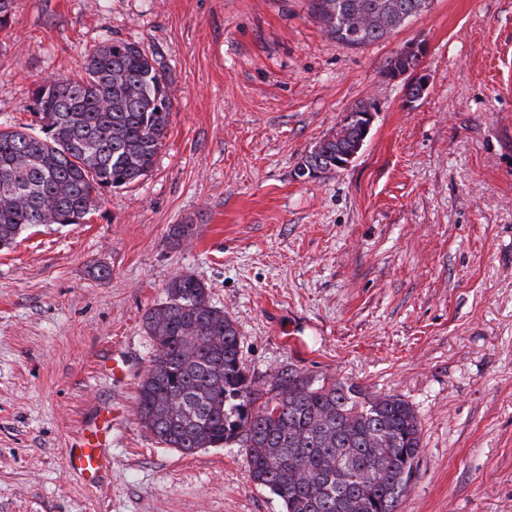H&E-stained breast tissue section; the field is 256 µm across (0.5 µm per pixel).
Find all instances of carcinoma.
I'll list each match as a JSON object with an SVG mask.
<instances>
[{
    "label": "carcinoma",
    "instance_id": "obj_1",
    "mask_svg": "<svg viewBox=\"0 0 512 512\" xmlns=\"http://www.w3.org/2000/svg\"><path fill=\"white\" fill-rule=\"evenodd\" d=\"M328 34L351 47L387 36L432 0H311ZM41 133L0 129V247L30 226L80 224L105 192L147 175L167 137L169 80L148 48L109 38L75 78L42 81ZM357 131L343 125L298 169L336 168ZM207 285L177 274L143 316L156 353L139 388L143 426L185 454L236 444L253 484L284 512H398L421 453L414 407L355 384L298 372L265 392L248 377L240 333Z\"/></svg>",
    "mask_w": 512,
    "mask_h": 512
}]
</instances>
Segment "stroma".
I'll return each instance as SVG.
<instances>
[{
	"instance_id": "obj_1",
	"label": "stroma",
	"mask_w": 512,
	"mask_h": 512,
	"mask_svg": "<svg viewBox=\"0 0 512 512\" xmlns=\"http://www.w3.org/2000/svg\"><path fill=\"white\" fill-rule=\"evenodd\" d=\"M11 31L0 128L111 37L153 52L173 110L147 176L0 249V512H283L237 445L186 455L139 423L143 315L179 273L235 323L258 389L293 370L414 406L400 512H512V0H434L361 48L310 0H16ZM414 43L415 97L382 74ZM361 105L353 162L298 177ZM103 427L91 484L68 454Z\"/></svg>"
}]
</instances>
